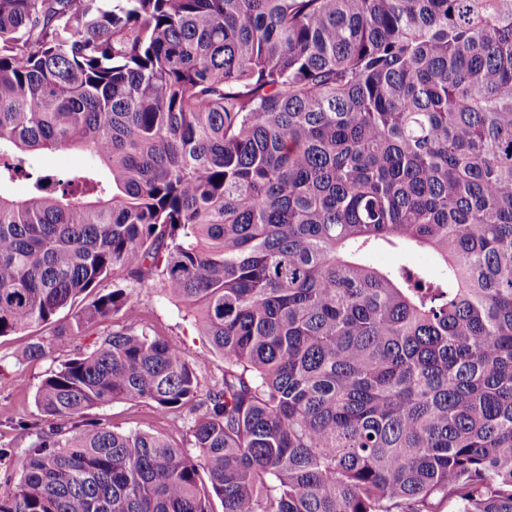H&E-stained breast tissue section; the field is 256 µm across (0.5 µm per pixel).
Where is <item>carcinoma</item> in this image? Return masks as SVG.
Instances as JSON below:
<instances>
[{"label":"carcinoma","instance_id":"1","mask_svg":"<svg viewBox=\"0 0 512 512\" xmlns=\"http://www.w3.org/2000/svg\"><path fill=\"white\" fill-rule=\"evenodd\" d=\"M147 269L220 382L93 294ZM108 319L0 512H512V0H0V337ZM34 160L37 169L44 173H62L88 162L86 157L74 151L42 154ZM87 418L101 420L118 431L139 429L171 436L180 446L188 448L189 439L186 416H160L148 403H110L88 412Z\"/></svg>","mask_w":512,"mask_h":512}]
</instances>
